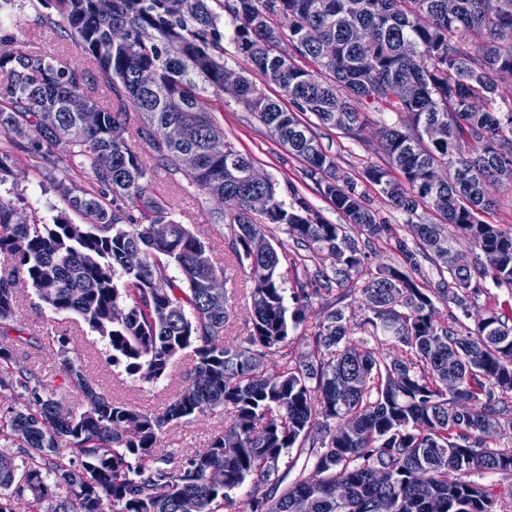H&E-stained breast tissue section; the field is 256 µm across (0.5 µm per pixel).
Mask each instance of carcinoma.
Segmentation results:
<instances>
[{"mask_svg":"<svg viewBox=\"0 0 512 512\" xmlns=\"http://www.w3.org/2000/svg\"><path fill=\"white\" fill-rule=\"evenodd\" d=\"M456 3L450 14L448 0H224L239 52L319 125L358 134L370 109L397 115L378 132L387 163L358 179L341 171L312 124L243 73L228 79L221 16L208 0H183L178 13L168 0H55L96 74L41 51L0 56L8 72L0 133L33 132L0 151V186L23 152L66 205L45 224L19 219L0 197V258L10 266L0 275V333L10 330L23 278L53 311L80 315L134 382L157 383L187 350L194 361L187 384L153 413L98 392L63 344L64 384L54 392L1 347L0 489L12 493L0 494V512H293L299 494L312 512H496L498 485L470 476L512 475V448L496 447L512 424V312L490 310L472 328L465 320L486 281L512 291V228L484 219L498 206L486 186L512 169V100L497 105L499 73L512 72V43L498 38L512 28V0ZM296 55L318 69L299 67ZM143 70L156 76L149 90L137 84ZM98 77L110 92L104 103L93 96ZM202 84L236 98L303 160L348 223H327L299 196L286 204L270 180L248 184L251 161L200 105ZM74 99L99 112L96 125L71 111ZM132 112L142 118L145 157L113 136ZM172 123L186 127L184 141H162ZM186 150L198 156L192 170L178 163ZM65 168L87 175V185L57 179ZM159 170L224 197L213 220L251 283L250 333L237 345L224 341V292L208 286L220 273L214 249L173 219L156 192ZM361 181L408 216L413 241L368 208ZM256 190L271 199L259 218L247 204ZM70 210L88 223H73ZM155 224L168 236L155 237ZM273 225L285 226L297 258L315 262L296 300L326 302L310 352L295 362L288 336L304 323V304L288 310L278 250H251L255 237L274 238ZM362 235L394 241L398 261L367 272ZM459 238L473 255L465 266ZM425 261L438 272L434 285ZM360 280V313L337 306L335 291L347 296ZM437 300L448 304L446 323ZM382 337L403 355L369 346ZM275 356L284 363L271 373ZM71 390L85 407L60 418ZM219 407L230 421L207 447L180 459L160 448L171 425ZM295 447L304 461L287 483L280 464ZM213 469L224 472L220 486L207 481ZM240 489L242 501L231 496Z\"/></svg>","mask_w":512,"mask_h":512,"instance_id":"1","label":"carcinoma"}]
</instances>
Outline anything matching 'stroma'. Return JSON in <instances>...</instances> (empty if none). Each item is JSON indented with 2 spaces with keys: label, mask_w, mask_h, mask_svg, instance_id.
I'll return each mask as SVG.
<instances>
[{
  "label": "stroma",
  "mask_w": 512,
  "mask_h": 512,
  "mask_svg": "<svg viewBox=\"0 0 512 512\" xmlns=\"http://www.w3.org/2000/svg\"><path fill=\"white\" fill-rule=\"evenodd\" d=\"M63 25L53 0H13L11 5L0 9V54L38 50L58 55L73 67L88 68L85 54L71 41L62 39ZM199 98L223 129L226 141L248 157L258 173L277 183L282 200L291 201L296 195L303 197L326 222L345 223V216L322 195L316 182L306 176L304 163L292 156L254 114L231 96H218L209 89L202 91ZM369 118L359 137L328 127L314 129L317 140L335 156L341 170L355 176L366 166L383 164L377 131L381 125L396 120L391 112H373ZM154 182L159 194L169 203L175 221L189 225L203 240L222 244L224 227L211 219L218 207L215 199L190 187L178 174L160 171ZM0 196L14 200L26 216L35 215L46 222L64 207L31 158L24 154L17 157L14 179L0 186ZM224 270L229 279L227 296L231 310L225 334L232 342L247 335L249 330L246 296L249 283L235 262H226ZM15 291L14 331L9 336H0V346L10 347L16 364L35 373L47 390L58 388L62 381L57 354L62 344L75 352L97 390L134 407L161 410L185 383L190 363L187 357L181 356L167 379L154 385H132L113 367L105 341L91 332L80 316L54 312L38 299L27 282H18ZM228 418V410L215 409L172 427L166 439L180 454H189L204 448Z\"/></svg>",
  "instance_id": "1"
}]
</instances>
